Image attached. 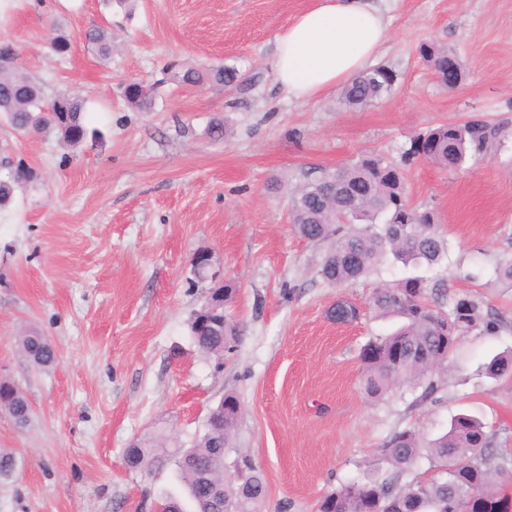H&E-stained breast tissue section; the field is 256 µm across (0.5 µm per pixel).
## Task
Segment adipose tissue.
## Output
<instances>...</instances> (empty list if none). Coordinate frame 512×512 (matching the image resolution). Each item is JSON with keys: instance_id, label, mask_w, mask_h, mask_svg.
<instances>
[{"instance_id": "ef3b65f1", "label": "adipose tissue", "mask_w": 512, "mask_h": 512, "mask_svg": "<svg viewBox=\"0 0 512 512\" xmlns=\"http://www.w3.org/2000/svg\"><path fill=\"white\" fill-rule=\"evenodd\" d=\"M386 34L369 0H315L275 37L277 80L302 100L350 83L374 62Z\"/></svg>"}]
</instances>
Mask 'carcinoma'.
Listing matches in <instances>:
<instances>
[{
    "label": "carcinoma",
    "mask_w": 512,
    "mask_h": 512,
    "mask_svg": "<svg viewBox=\"0 0 512 512\" xmlns=\"http://www.w3.org/2000/svg\"><path fill=\"white\" fill-rule=\"evenodd\" d=\"M85 41L99 57H111L112 35L106 29L87 31ZM419 52L434 67L448 61V51L432 45L421 46ZM16 56L11 44L0 43V113L21 133L53 128L67 144L82 143L89 135L84 122L85 97L78 90L65 89L45 102L41 88L14 63ZM164 74L179 86L207 80L231 88L239 80L237 69L226 65L202 75L172 64ZM394 84L392 70L370 67L347 85L343 101L349 106L371 105L389 94ZM123 96L140 111L152 106L150 87L140 81L124 85ZM60 100L61 108L57 107ZM498 135L499 129L484 121L440 125L411 137L404 157L458 170L487 155ZM26 177L19 166L13 180L0 181V206L10 201L14 184ZM291 215L301 237L328 246L322 275L332 285L357 280L389 258L405 266L432 267L445 256V238L436 213L409 204L401 168L376 152L363 153L346 166L324 171L296 186ZM367 308L378 317L404 320L393 334L369 342L360 353L363 386L375 398L401 383L423 387V400L431 397L437 390L432 375L448 359L457 338L480 325L488 330L495 327L466 296L455 299L451 309L445 310L420 276L378 285ZM189 330L198 349L218 359L232 350L240 336L237 322L224 312L213 314L205 306L194 314ZM19 345L37 367L56 361L52 343L39 331L20 337ZM486 373L492 378L512 377V353L493 357ZM237 402L234 395H226L224 407L213 409L204 434L178 460L179 476L195 512H214V504L221 498L232 512H261L267 491L263 472L251 464L240 473L218 465L224 459V449L232 447L240 416ZM0 407L18 426L28 423L29 401L16 385L0 382ZM491 443L484 425L464 414L452 419L445 434L429 442L411 430L399 431L384 448L388 459L403 473L425 458L433 470L431 478L414 477L401 484L396 476L382 482L341 484L323 497L318 512H380L388 505L391 512H458L464 502L471 505L472 512H505V499L512 489V457L492 453ZM125 458L129 468L144 469L153 462L154 449L135 442ZM450 460L461 466L448 470Z\"/></svg>",
    "instance_id": "cac0c4a2"
}]
</instances>
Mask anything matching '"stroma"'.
Listing matches in <instances>:
<instances>
[{
	"mask_svg": "<svg viewBox=\"0 0 512 512\" xmlns=\"http://www.w3.org/2000/svg\"><path fill=\"white\" fill-rule=\"evenodd\" d=\"M312 2L0 0V40L46 98L81 89L86 125L102 134L72 147L51 129L18 134L0 116V178L20 163L31 172L0 207V380L31 406L23 428L0 413V449L15 459L0 476V512H154L160 497L183 495L179 452L229 393L242 413L224 460L263 471V512H315L340 484L389 476L395 432L433 439L461 413L512 456V377L484 372L512 351V286L494 276L512 260V0H374L388 25L376 62L397 80L361 108L338 87L296 100L275 81V36ZM96 25L112 35L106 61L84 40ZM58 30L71 43L63 55L50 46ZM424 43L461 63L456 89L437 81ZM172 60L231 65L241 82L179 87L163 80ZM132 80L155 85L150 111L125 102ZM472 119L500 128L496 152L452 173L405 167L409 203L435 210L448 243L441 264L414 272L499 324L460 337L432 399L409 385L370 399L360 351L398 323L367 313L341 325L326 310L342 296L365 304L377 282L414 272L386 262L329 285L324 246L293 228L291 192L366 151L399 160L412 134ZM200 251L237 287L226 311L243 332L220 363L189 334L210 288L191 265ZM32 329L57 364L20 353L17 338ZM135 441L157 447L147 469L125 464Z\"/></svg>",
	"mask_w": 512,
	"mask_h": 512,
	"instance_id": "stroma-1",
	"label": "stroma"
}]
</instances>
